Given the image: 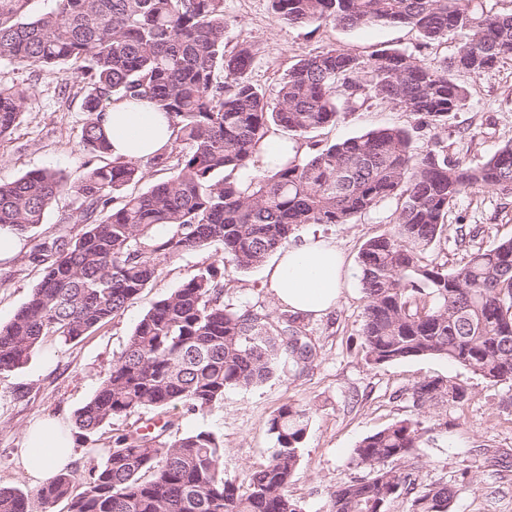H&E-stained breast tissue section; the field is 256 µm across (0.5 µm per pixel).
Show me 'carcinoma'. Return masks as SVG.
I'll return each instance as SVG.
<instances>
[{"mask_svg": "<svg viewBox=\"0 0 512 512\" xmlns=\"http://www.w3.org/2000/svg\"><path fill=\"white\" fill-rule=\"evenodd\" d=\"M31 2L0 0V61L76 67L74 94L88 113L81 140L101 161L74 183L49 168L0 183V227L34 230L62 195L73 198L63 223L86 226L75 240L59 235L30 251L42 276L0 327V371L26 364L50 333L72 340L120 316L163 261L220 245L224 262L247 271L305 225L351 224L395 200L394 224L358 256L369 361L444 357L492 382H512V238L474 250L452 271L421 263L460 195L512 192V143L469 166L448 160L436 134L431 148L414 142L415 132L443 128L466 105L458 74L512 58V13H478L469 0H271L288 26H403L429 45L456 32L465 39L454 56L429 65L395 49L361 56L330 47L296 59L270 100L248 78L254 46L226 50L224 0H56L39 15ZM29 95L28 86L0 85V140L19 124ZM124 99L149 100L171 116L182 145L174 164L170 152L152 158L171 176L142 193L127 192L144 178L137 163L107 159L100 113ZM372 101L417 124L311 142L308 155L281 156L263 175L249 173L270 130L300 138ZM224 288L208 266L135 326L74 424L91 433L122 414L151 417L113 439L81 491L73 472H61L33 499L1 488L0 512H51L62 499L69 512H302L289 487L307 410L285 404L268 420L278 449L241 484L224 478L222 441L207 430L181 431L172 414L180 406L204 413L226 390L268 379L280 360L303 372L317 355L302 315L275 319L261 306L229 307ZM411 396L420 411L460 402L465 392L434 378L415 382ZM430 431L416 418L364 437L354 461L367 474L336 488L330 512H388L401 496L406 512H452L453 487L421 486L412 470L394 466Z\"/></svg>", "mask_w": 512, "mask_h": 512, "instance_id": "1", "label": "carcinoma"}]
</instances>
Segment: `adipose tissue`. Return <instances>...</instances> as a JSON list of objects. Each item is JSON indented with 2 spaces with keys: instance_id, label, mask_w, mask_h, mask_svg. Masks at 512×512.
I'll return each instance as SVG.
<instances>
[{
  "instance_id": "ef3b65f1",
  "label": "adipose tissue",
  "mask_w": 512,
  "mask_h": 512,
  "mask_svg": "<svg viewBox=\"0 0 512 512\" xmlns=\"http://www.w3.org/2000/svg\"><path fill=\"white\" fill-rule=\"evenodd\" d=\"M102 124L116 159L145 160L173 142L171 119L146 101L112 103L102 115ZM346 276L345 255L336 244L307 236L280 249L266 271L265 285L283 309L320 317L335 307ZM25 439L23 463L35 481L51 480L75 457L74 438L58 419H39L27 428Z\"/></svg>"
}]
</instances>
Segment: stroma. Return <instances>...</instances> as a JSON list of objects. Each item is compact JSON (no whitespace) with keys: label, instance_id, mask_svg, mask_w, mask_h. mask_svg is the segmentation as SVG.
<instances>
[{"label":"stroma","instance_id":"obj_1","mask_svg":"<svg viewBox=\"0 0 512 512\" xmlns=\"http://www.w3.org/2000/svg\"><path fill=\"white\" fill-rule=\"evenodd\" d=\"M231 24L229 45L252 43L257 51L250 80L266 91L275 90L294 59L327 47L344 46L367 55L395 48L430 64L454 55L462 35L449 36L442 45H425L413 31L401 26L347 29L332 24L318 28L291 27L276 21L270 0H224ZM74 73L56 69L32 70L0 62V83L31 87L32 94L14 133L0 141V183L28 171L52 168L78 181L98 159L81 143L87 114L80 97L65 94ZM468 90L465 107L448 118L439 132L453 160L476 166L512 142V59L498 61L478 75L460 74ZM415 119L392 106L375 102L355 112L342 113L335 125L299 139L332 143L385 127H409ZM72 206L59 197L34 231L22 234L19 254L0 262V325L9 323L27 301L41 277L40 266L29 254L34 245L64 235L79 237L81 224L63 223ZM396 201L353 224H311L299 236L332 239L349 265L342 296L327 315L307 318V330L317 356L305 372L280 362L271 378L248 389H230L223 401L201 414L181 413L183 430L206 429L224 443V475L242 479L245 471L266 464L277 450L267 422L285 404L309 413V427L290 491L303 512H329L336 487L360 477L353 461L358 442L391 424L416 417L410 387L424 378H440L462 387L463 404L445 403L427 413L434 429L409 464L422 484L448 483L457 494L453 512H512V471L486 463L483 449L512 454V385L494 383L472 371L437 357H420L375 365L368 358L361 325L365 298L360 285L358 253L369 238L384 232L396 217ZM440 240L423 254L424 263L452 270L463 265L477 248L512 237V193L475 189L451 206ZM224 253L215 246L187 252L164 261L159 277L130 301L124 312L107 324L73 341L45 336L23 367L0 372V488L35 495L38 486L21 463L24 430L36 418L52 414L72 424L75 412L97 391L112 369L141 317L172 289L207 266L224 269V302L234 308L260 305L281 314L265 288L266 266L246 272L225 267ZM136 415L113 418L96 432L78 436V456L72 470L85 475L104 461L114 436L136 422ZM469 470L476 486L461 481Z\"/></svg>","mask_w":512,"mask_h":512}]
</instances>
